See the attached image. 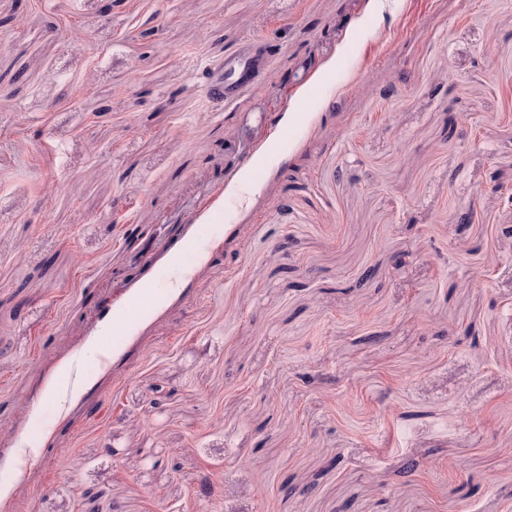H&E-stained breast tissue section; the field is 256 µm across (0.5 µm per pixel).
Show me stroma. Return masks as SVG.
Listing matches in <instances>:
<instances>
[{"instance_id": "stroma-1", "label": "stroma", "mask_w": 512, "mask_h": 512, "mask_svg": "<svg viewBox=\"0 0 512 512\" xmlns=\"http://www.w3.org/2000/svg\"><path fill=\"white\" fill-rule=\"evenodd\" d=\"M509 226L512 0H0V512H512ZM264 56L266 50L263 46L255 41L244 40L235 54L224 57L221 69L204 66L203 71L217 82L210 88V92L222 100L235 99L240 88L260 73Z\"/></svg>"}]
</instances>
